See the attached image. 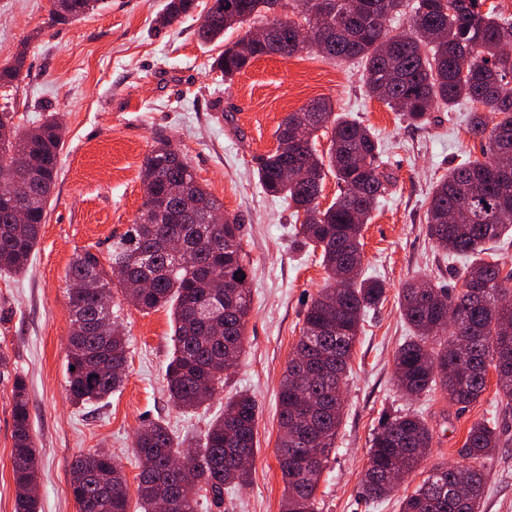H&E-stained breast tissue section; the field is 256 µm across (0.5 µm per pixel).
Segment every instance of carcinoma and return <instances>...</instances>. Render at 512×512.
Instances as JSON below:
<instances>
[{"mask_svg": "<svg viewBox=\"0 0 512 512\" xmlns=\"http://www.w3.org/2000/svg\"><path fill=\"white\" fill-rule=\"evenodd\" d=\"M50 18L68 23L99 0H51ZM319 13L313 0H214L200 20L204 43L224 38L229 29L248 25L244 35L224 44L211 68L230 80L261 57L291 58L312 51L328 59L350 60L364 68L369 96L424 124L435 107L468 106L466 130L483 143V158L448 170L432 188L426 211L427 231L449 256L471 259L459 289L428 280L405 282L398 290L401 315L412 328L396 352L398 388L410 398L443 391L467 406L486 389L488 369L496 372L498 392L512 403V267L493 249L512 234V58L501 53L512 37V17L486 0H326ZM194 0H166L158 28L172 26L192 12ZM409 14L410 31L390 34L388 23ZM277 25L280 46L273 50L251 37L254 26ZM26 50L10 66L0 67V87L16 86ZM307 128L294 139V128ZM331 129L324 154L314 137ZM277 146L262 158L259 186L269 196L284 197L294 216L299 243L319 254L327 278L311 298L301 336L280 382L281 437L277 461L284 482L282 512H316L324 464L335 449L344 408L343 386L365 312L378 305L387 288L362 274L364 225L392 183L382 165L371 129L332 103L315 99L288 113L276 130ZM60 125L50 119L20 131L10 112L0 113V272L26 271L53 194L59 155ZM293 177H282L283 168ZM338 194L319 207L316 194L327 174ZM141 179L144 198L133 224L112 239L105 259L84 248L76 253L67 276L71 329L66 343V395L75 405L101 402L123 384L129 338L116 309L103 308V294L124 298L135 293L139 309L168 307L172 314L173 353L165 370L172 405L185 412L204 407L224 391L226 361L244 351L252 305L246 254L239 248L236 217H224V205L195 177L187 158L166 140L145 156ZM28 209L16 221V204ZM146 280L150 287L135 289ZM258 406L247 393L224 405L194 447L185 450L167 426L148 422L134 448L138 461L135 489L140 512H198L202 502L219 508L224 492L247 485L257 453ZM16 512H39L35 495L38 448L30 423L24 379L12 388ZM433 429L420 414L387 417L373 436L362 493L380 500L396 491L388 479L398 468L406 474L432 447ZM499 439L489 422H474L459 454L467 465L437 466L400 502L401 512H477L485 492L483 460ZM70 490L79 512H129L130 489L120 465L105 449L76 457Z\"/></svg>", "mask_w": 512, "mask_h": 512, "instance_id": "carcinoma-1", "label": "carcinoma"}]
</instances>
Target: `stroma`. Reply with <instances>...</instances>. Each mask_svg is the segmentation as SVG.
Returning <instances> with one entry per match:
<instances>
[{
	"label": "stroma",
	"instance_id": "35a3bbf8",
	"mask_svg": "<svg viewBox=\"0 0 512 512\" xmlns=\"http://www.w3.org/2000/svg\"><path fill=\"white\" fill-rule=\"evenodd\" d=\"M156 31L165 0H104L67 24L52 23L50 0H0V65L26 49L23 79L0 88V112L20 129L54 116L62 129L58 178L27 272L0 274V512H15L10 450L15 377L26 380L31 425L39 448L40 512H78L70 492L71 467L80 454L110 449L129 486L139 472L134 440L142 424L160 420L175 437L195 441L239 392L258 403L257 454L250 483L224 495L219 512H281L284 491L276 453L279 382L305 309L326 273L301 250L292 233L294 209L265 194L256 177L260 157L276 146L281 120L314 99L330 100L376 135L393 182L363 230V274L387 286L386 298L367 313L351 360L345 413L317 492L318 512H399L410 493L441 464L459 462L470 426L495 428L499 445L484 461L485 494L478 512H512V408L495 382L469 406L445 394L410 400L396 387L394 354L411 329L397 292L410 278L460 287L466 261L445 257L427 234L425 212L433 184L450 168L482 155L465 127L466 105L438 109L428 125L368 96L357 62H333L300 53L262 57L232 80L211 63L221 45L201 43L199 14ZM188 158L197 180L238 217L250 260L252 308L244 352L224 381V394L194 413L168 401L164 374L172 354L171 311L121 310L131 338L122 388L96 405L66 398V340L71 313L66 293L70 264L81 249L106 251L124 233L143 202L141 167L157 140ZM412 410L434 429L419 468L397 493L369 501L360 484L371 440L383 420Z\"/></svg>",
	"mask_w": 512,
	"mask_h": 512
}]
</instances>
